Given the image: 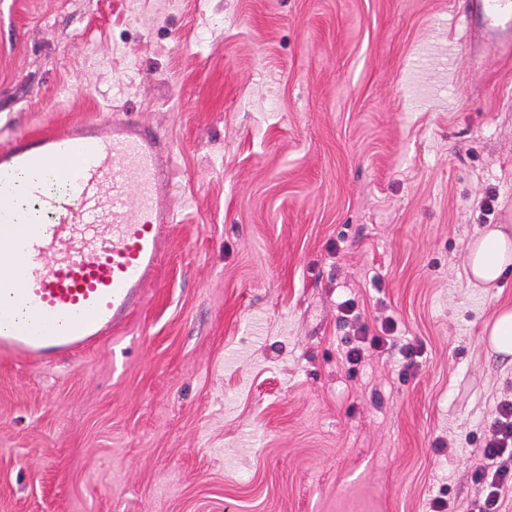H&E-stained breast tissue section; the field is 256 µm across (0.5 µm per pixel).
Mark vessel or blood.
I'll return each instance as SVG.
<instances>
[{
    "label": "vessel or blood",
    "mask_w": 512,
    "mask_h": 512,
    "mask_svg": "<svg viewBox=\"0 0 512 512\" xmlns=\"http://www.w3.org/2000/svg\"><path fill=\"white\" fill-rule=\"evenodd\" d=\"M512 53V0H470ZM170 142L124 113L0 150V355L38 366L127 326L175 216Z\"/></svg>",
    "instance_id": "1"
}]
</instances>
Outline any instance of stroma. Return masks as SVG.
Masks as SVG:
<instances>
[{
  "label": "stroma",
  "mask_w": 512,
  "mask_h": 512,
  "mask_svg": "<svg viewBox=\"0 0 512 512\" xmlns=\"http://www.w3.org/2000/svg\"><path fill=\"white\" fill-rule=\"evenodd\" d=\"M468 0H0V148L130 106L175 153L167 252L127 329L0 358V512H427L512 365V58ZM393 345L349 370L340 304ZM420 345L416 376L398 348ZM450 437L455 453L437 452ZM507 225L485 230L470 245L466 274L475 286L497 281L512 264V237H509ZM491 355L501 362L512 364V309L501 308L488 330Z\"/></svg>",
  "instance_id": "obj_1"
}]
</instances>
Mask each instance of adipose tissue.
<instances>
[{
	"label": "adipose tissue",
	"instance_id": "1",
	"mask_svg": "<svg viewBox=\"0 0 512 512\" xmlns=\"http://www.w3.org/2000/svg\"><path fill=\"white\" fill-rule=\"evenodd\" d=\"M512 266V231L500 225L485 230L469 247L466 274L469 281L487 285Z\"/></svg>",
	"mask_w": 512,
	"mask_h": 512
}]
</instances>
